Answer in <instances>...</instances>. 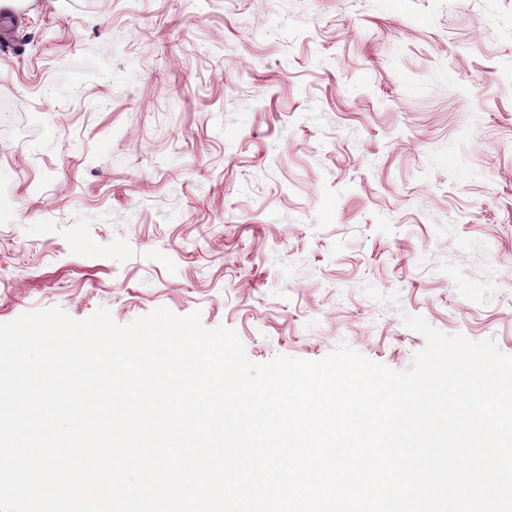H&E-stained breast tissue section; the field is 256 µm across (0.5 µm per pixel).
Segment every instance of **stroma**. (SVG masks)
Masks as SVG:
<instances>
[{"label":"stroma","instance_id":"35a3bbf8","mask_svg":"<svg viewBox=\"0 0 512 512\" xmlns=\"http://www.w3.org/2000/svg\"><path fill=\"white\" fill-rule=\"evenodd\" d=\"M0 323L156 308L248 357L512 355V0L0 14Z\"/></svg>","mask_w":512,"mask_h":512}]
</instances>
